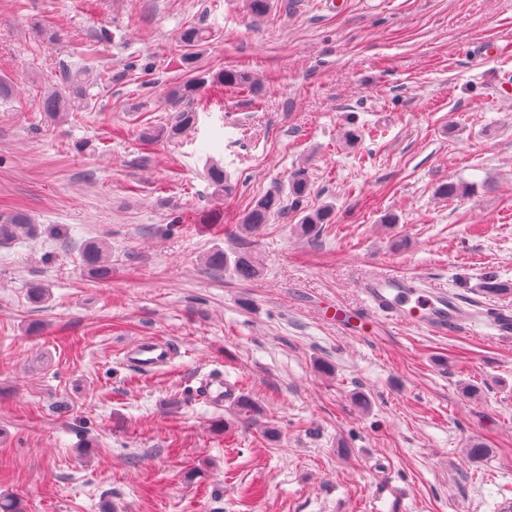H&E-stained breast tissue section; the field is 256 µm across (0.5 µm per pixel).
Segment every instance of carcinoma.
Segmentation results:
<instances>
[{
    "instance_id": "carcinoma-1",
    "label": "carcinoma",
    "mask_w": 512,
    "mask_h": 512,
    "mask_svg": "<svg viewBox=\"0 0 512 512\" xmlns=\"http://www.w3.org/2000/svg\"><path fill=\"white\" fill-rule=\"evenodd\" d=\"M208 38V32L203 27L191 26L184 29L179 40L184 49L183 63L192 66L196 62V50ZM213 80L229 87L248 85L256 87V82L241 71L223 70L213 76ZM205 79L189 77L172 88L168 94L170 104L174 106L175 116L170 126L166 127L165 135L168 139H177L191 130L197 121L196 108L193 103L197 98ZM90 85V76L84 72H73L62 67L59 73V82L52 90L43 95L40 107L49 121L58 122L73 112H80L87 108V87ZM207 180L218 194L227 190L224 178V169L213 164L207 169ZM310 190L308 171L299 167L288 176V196L281 192H269L256 199L242 220V226L255 232L271 221L272 217L279 216L284 209L291 205L297 211L303 212L300 229L305 234H319L322 226L332 223V206H323L319 209L306 212L303 203ZM35 225L29 222L27 216L14 211L0 216V242L11 240L34 231ZM80 259L82 266L100 280L112 276V266L108 246L101 242H88L81 246ZM207 264L216 269L232 270L241 281H249L259 272L255 256L247 251H235L231 254L222 249L213 250L207 257ZM235 412L245 421L253 420L257 413L256 404L247 396L241 395L236 400ZM0 512H25L22 499L14 494H0Z\"/></svg>"
}]
</instances>
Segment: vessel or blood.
Instances as JSON below:
<instances>
[{"label": "vessel or blood", "mask_w": 512, "mask_h": 512, "mask_svg": "<svg viewBox=\"0 0 512 512\" xmlns=\"http://www.w3.org/2000/svg\"><path fill=\"white\" fill-rule=\"evenodd\" d=\"M368 311L356 314L342 307H333L330 319L343 324L358 321L370 323L382 319L395 325L420 326L448 334L468 329L471 316L468 309L444 291H422L412 283L394 275H381L362 282ZM126 361L134 367L152 371L169 364L175 355L173 343L155 338H143L123 349Z\"/></svg>", "instance_id": "obj_1"}]
</instances>
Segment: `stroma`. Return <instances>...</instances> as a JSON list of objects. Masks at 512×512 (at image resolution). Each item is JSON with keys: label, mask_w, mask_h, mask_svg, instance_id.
<instances>
[{"label": "stroma", "mask_w": 512, "mask_h": 512, "mask_svg": "<svg viewBox=\"0 0 512 512\" xmlns=\"http://www.w3.org/2000/svg\"><path fill=\"white\" fill-rule=\"evenodd\" d=\"M190 25L211 33L198 72L261 91L208 85L169 140ZM479 42L512 44V0H273L260 20L244 0H0V214L37 226L0 245V493L26 512H498L512 335L488 317L512 314V53L477 65ZM63 64L116 78L53 124L38 99ZM300 166L332 224L314 239L292 212L238 233ZM214 208L223 223H203ZM89 240L110 279L80 265ZM244 246L250 281L204 262ZM373 274L447 289L469 329L325 317L361 309ZM490 275L507 291L483 293ZM145 336L177 347L152 374L122 360ZM216 377L220 402L202 389ZM242 393L256 424L234 413ZM82 266L97 279L104 280L112 276V266L108 246L101 242H88L81 246Z\"/></svg>", "instance_id": "35a3bbf8"}]
</instances>
